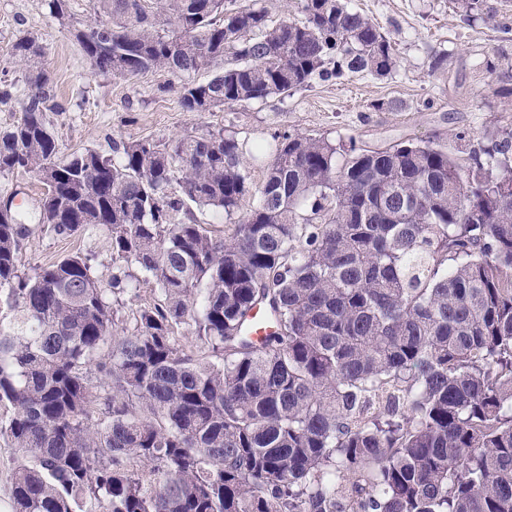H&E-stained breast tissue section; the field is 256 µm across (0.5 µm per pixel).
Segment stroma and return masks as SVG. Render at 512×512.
Segmentation results:
<instances>
[{
    "label": "stroma",
    "mask_w": 512,
    "mask_h": 512,
    "mask_svg": "<svg viewBox=\"0 0 512 512\" xmlns=\"http://www.w3.org/2000/svg\"><path fill=\"white\" fill-rule=\"evenodd\" d=\"M49 0H0V68L9 81L23 78L9 55L24 33L46 48L59 101L66 111L51 113L61 156L94 149L111 153L113 141L171 140L217 130L255 141L275 133L322 135L358 146L386 148L409 140L432 141L464 157L489 144L497 128L512 123V110L484 93L486 64L512 56V32L479 18L463 23L455 0H353L376 20L395 44L400 65L388 78L355 75L314 82L287 98L273 96L248 106L198 114L178 103V79L155 71L128 79L92 71L70 25L51 17ZM446 54L445 72L431 73L436 53ZM15 194L32 229L21 251L25 267L56 261L76 250L95 253L99 273L112 272L104 231L63 239L38 222L42 182L16 172L0 176V196Z\"/></svg>",
    "instance_id": "35a3bbf8"
}]
</instances>
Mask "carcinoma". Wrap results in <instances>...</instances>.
Here are the masks:
<instances>
[{
    "label": "carcinoma",
    "instance_id": "1",
    "mask_svg": "<svg viewBox=\"0 0 512 512\" xmlns=\"http://www.w3.org/2000/svg\"><path fill=\"white\" fill-rule=\"evenodd\" d=\"M469 22L496 11L456 0ZM93 71L177 77L187 112L320 81L383 78L391 39L349 0H92ZM25 34L22 115L0 174L52 169L41 225L107 232L112 276L74 251L25 270L0 222V438L13 512H512V126L461 159L288 133L250 154L222 131L56 160L64 108ZM484 91L512 88L497 78ZM269 156L262 182L250 161ZM248 196L256 198L239 215ZM224 212L230 237L193 208ZM158 297L119 325L116 304ZM274 331L242 335L255 306ZM194 328L196 343L178 330ZM260 5L268 10L269 22L276 25L282 20L299 15L297 13V3L299 0H260ZM140 280L137 283V288L128 292L122 297L124 308L122 314H125V318L131 312V309H135L140 305L152 303L155 298L154 284L152 280L145 281L142 275H138Z\"/></svg>",
    "mask_w": 512,
    "mask_h": 512
}]
</instances>
